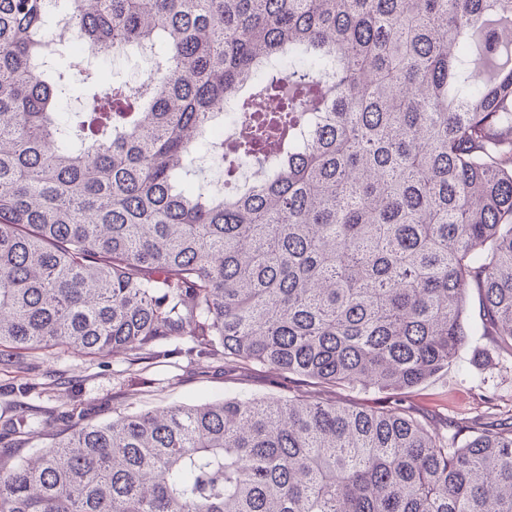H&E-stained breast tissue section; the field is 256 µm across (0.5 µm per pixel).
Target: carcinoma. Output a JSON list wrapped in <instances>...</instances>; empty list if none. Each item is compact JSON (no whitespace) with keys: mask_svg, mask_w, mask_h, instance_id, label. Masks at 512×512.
<instances>
[{"mask_svg":"<svg viewBox=\"0 0 512 512\" xmlns=\"http://www.w3.org/2000/svg\"><path fill=\"white\" fill-rule=\"evenodd\" d=\"M65 2L84 57L47 62L49 0H0L1 366L188 336L408 391L468 341L471 288L512 353V0ZM158 43L142 81L91 66ZM203 148L229 182L179 186ZM65 420L0 450V512H512L508 421L244 394Z\"/></svg>","mask_w":512,"mask_h":512,"instance_id":"carcinoma-1","label":"carcinoma"}]
</instances>
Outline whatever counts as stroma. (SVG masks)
Instances as JSON below:
<instances>
[{"mask_svg": "<svg viewBox=\"0 0 512 512\" xmlns=\"http://www.w3.org/2000/svg\"><path fill=\"white\" fill-rule=\"evenodd\" d=\"M23 363L21 370L0 371V429L23 407L38 430L37 435L20 437L21 456L50 443L64 429L62 415L73 410L106 421L121 412L220 398L227 392L398 407L440 431L450 421L512 416V354L488 336L462 348L442 374L402 393L312 386L266 366L200 353L186 338L177 341L175 351L139 361L122 351L79 357L57 350L24 357Z\"/></svg>", "mask_w": 512, "mask_h": 512, "instance_id": "obj_1", "label": "stroma"}]
</instances>
